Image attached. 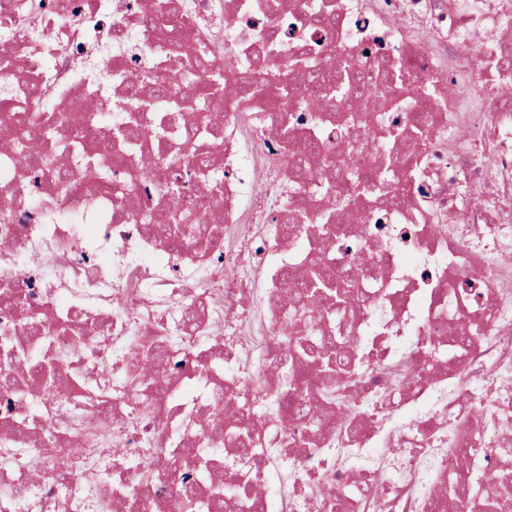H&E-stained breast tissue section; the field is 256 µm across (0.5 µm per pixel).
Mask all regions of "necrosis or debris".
Listing matches in <instances>:
<instances>
[{"label": "necrosis or debris", "mask_w": 512, "mask_h": 512, "mask_svg": "<svg viewBox=\"0 0 512 512\" xmlns=\"http://www.w3.org/2000/svg\"><path fill=\"white\" fill-rule=\"evenodd\" d=\"M185 41L161 40L154 0H0V512H183L175 474L220 472L250 483L264 512H433L453 468L476 449L484 474L506 476L512 512V0H166ZM224 75L276 70L287 52L310 69L372 76L376 63L416 90L369 128L335 102L303 93L243 113L224 82L207 137L177 134L172 99L148 77L182 86L183 42ZM93 113L82 157L42 152L26 168L12 145L44 142L53 117ZM422 122H415V115ZM308 134L336 162L304 182L291 172ZM208 163L207 193L186 191L215 244L170 246L134 219L167 217L173 150ZM141 188L116 196L125 167ZM294 226L284 236L282 224ZM330 243L334 279L349 283L347 316L322 325L359 355L345 410L295 416L316 390L263 392L243 356L252 336L280 368L286 300L278 273L301 274L307 250ZM253 262L264 290L240 276ZM480 340H473V333ZM160 334L164 363L142 371ZM471 337L435 363L430 348ZM265 417L212 430L228 397ZM265 460L235 468L238 443ZM123 451L114 464L108 448Z\"/></svg>", "instance_id": "1"}]
</instances>
